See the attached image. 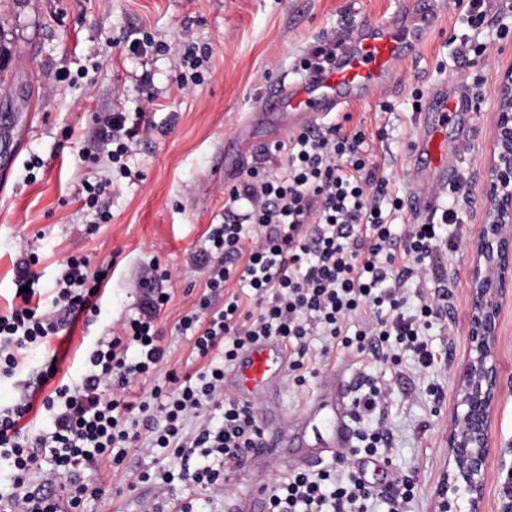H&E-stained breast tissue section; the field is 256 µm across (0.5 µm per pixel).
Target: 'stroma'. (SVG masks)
<instances>
[{
	"mask_svg": "<svg viewBox=\"0 0 512 512\" xmlns=\"http://www.w3.org/2000/svg\"><path fill=\"white\" fill-rule=\"evenodd\" d=\"M438 16L417 54L408 61L383 101L353 107L370 148L405 207L399 224L415 223L410 208L418 178L415 151L421 126H436L452 156L448 179L461 185L463 231L474 235L482 204L481 179L489 142L488 117L501 63L512 60V0H490L487 21L475 29L462 22L456 0H432ZM411 0H0V34L11 49L0 93V113L15 116L19 134L0 143V313L14 299V271L21 246L40 262V289L47 290L59 264L73 254L92 262L115 257L117 264L92 325L77 323L48 346L26 353L12 377H0V407L36 391L44 360L58 358L57 378L79 382L90 343L118 321L136 316L139 282L152 263L172 272L171 300L159 327L178 375L201 366L191 341L174 328L191 299L204 291L192 255L206 246L209 225L224 219V190L238 183L262 158L270 142L258 139L233 172L224 153L235 148L236 128L262 93L299 79L301 55L351 27L393 19ZM150 36L158 43L211 47L203 84L178 89L169 56L128 54V40ZM482 45V53L461 57L460 42ZM466 85L471 105L454 123L442 126L435 113L411 107L413 90L424 97L442 91L456 98ZM152 99L132 145L130 166L137 179L114 177L106 153L82 160L89 127L109 113L135 112ZM391 111H382V103ZM44 165L28 174L33 157ZM113 180L97 209L86 208L84 182ZM112 220L98 224V211ZM434 262L448 268V325L430 336L448 364L420 374L412 359L400 370L407 380L394 386L386 423L394 437L392 467L416 473L418 491L411 512H437L436 491L448 468L446 398L434 402L432 384L448 395L454 361L465 352L467 331V250L440 252ZM499 360L504 387L493 427L498 446L491 465L484 512H499L502 484L512 469V309L503 316ZM157 451L130 450L120 468L85 471L111 493L91 502L87 512H139L147 493L138 478L158 461Z\"/></svg>",
	"mask_w": 512,
	"mask_h": 512,
	"instance_id": "1",
	"label": "stroma"
}]
</instances>
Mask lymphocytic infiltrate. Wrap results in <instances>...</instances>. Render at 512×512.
Masks as SVG:
<instances>
[{
    "instance_id": "1",
    "label": "lymphocytic infiltrate",
    "mask_w": 512,
    "mask_h": 512,
    "mask_svg": "<svg viewBox=\"0 0 512 512\" xmlns=\"http://www.w3.org/2000/svg\"><path fill=\"white\" fill-rule=\"evenodd\" d=\"M149 47L172 57L179 88L202 83L209 48L156 44L147 36L128 43L133 54ZM351 119L347 113L340 123L272 144L266 156L275 171L251 168L228 189L223 223L209 226L207 247L191 259L205 276V290L175 325L191 338L200 370L180 377L168 367L157 319L171 299L164 287L171 272L155 264L140 283L137 317L113 324L89 347L80 382H56L50 363L42 364L38 380L50 388L42 400L50 418L46 430L30 433L29 397L0 408V463L9 472L0 483V512H85L107 489L87 482L84 471L103 463L119 467L145 436L168 463L141 473L151 489L142 512H167L180 482L222 491L225 473L262 437L255 405L224 392L226 366L258 341L285 342L299 382L335 348L383 365L400 364L406 353L422 373L437 365L427 336L447 319L439 287L448 272L430 259L461 248V212L446 208L431 226L411 224L395 236L391 226L404 202L389 193L364 131ZM136 132L126 113L115 112L85 139L92 149L107 146L116 171L127 178ZM38 262L32 251L19 261L18 300L0 314V377L13 376L25 352L102 312L112 262L68 257L47 304L37 299ZM411 281L416 289H408ZM216 295L223 296L222 306L213 305ZM316 339L321 348L313 347ZM161 373L167 385L157 384ZM208 410L220 412L219 425L188 431L189 419ZM392 437L390 428L378 425L358 433L362 449H348L331 467L280 475L267 512H369V502L378 499L387 512H409L415 481L397 477L379 488L355 467L357 456L390 450ZM45 456L51 462L46 470ZM36 471L41 480L34 485ZM58 484L64 495L56 494Z\"/></svg>"
}]
</instances>
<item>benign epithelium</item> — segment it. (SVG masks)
Wrapping results in <instances>:
<instances>
[{"label": "benign epithelium", "mask_w": 512, "mask_h": 512, "mask_svg": "<svg viewBox=\"0 0 512 512\" xmlns=\"http://www.w3.org/2000/svg\"><path fill=\"white\" fill-rule=\"evenodd\" d=\"M491 141L481 183L482 207L468 243L466 351L455 372L448 417V472L438 491V512H483L492 438L502 391L498 339L512 307V66L494 87Z\"/></svg>", "instance_id": "obj_1"}]
</instances>
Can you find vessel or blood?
<instances>
[{
    "label": "vessel or blood",
    "instance_id": "vessel-or-blood-1",
    "mask_svg": "<svg viewBox=\"0 0 512 512\" xmlns=\"http://www.w3.org/2000/svg\"><path fill=\"white\" fill-rule=\"evenodd\" d=\"M427 36L426 17L412 13L410 19L396 18L378 24H364L338 41L336 57L324 69L306 73L300 81L279 86L264 96L246 118L237 135L249 142L256 128L272 126L274 136L283 140L309 127L323 117L343 112L359 103L376 99L390 88L393 78L404 67L409 55ZM420 140L426 158L419 166L420 189L413 203L418 218H426L448 189L446 148L429 128H422ZM289 353L276 338L259 341L242 350L224 373V384L245 402L265 397L280 389L288 378ZM324 393L310 404L303 415L289 419L282 415L266 420L263 439L248 460L265 459L280 470L308 468L311 459L336 454L349 447L352 434L349 409L344 401L345 384L339 372L323 374ZM306 432L308 458L280 459L278 451L288 445L289 429ZM265 488L225 498V512H266Z\"/></svg>",
    "mask_w": 512,
    "mask_h": 512
}]
</instances>
